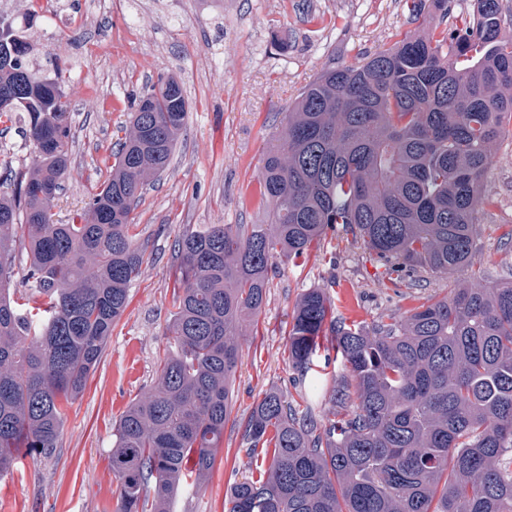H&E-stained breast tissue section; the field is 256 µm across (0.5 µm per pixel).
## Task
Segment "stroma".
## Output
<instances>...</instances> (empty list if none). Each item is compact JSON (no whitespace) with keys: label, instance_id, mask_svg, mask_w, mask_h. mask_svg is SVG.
Instances as JSON below:
<instances>
[{"label":"stroma","instance_id":"obj_1","mask_svg":"<svg viewBox=\"0 0 512 512\" xmlns=\"http://www.w3.org/2000/svg\"><path fill=\"white\" fill-rule=\"evenodd\" d=\"M90 14L82 35L39 13L28 37L37 64L57 63L70 100V172L53 209L56 221L88 202L113 162L131 101L158 75L175 76L190 109L169 167L141 196L131 230L146 263L129 291L99 364L68 404L56 448L20 453L0 477V512H118L112 430L156 379L168 345L177 265L185 228L254 224L263 154L284 126L301 89L321 71L352 64L413 33L405 0H66ZM483 191L494 204L482 216L475 265L488 281H512V142L496 152ZM453 277L410 273L365 252L343 225L308 256L276 261L267 302L242 346L230 423L205 487L180 492L175 512H224L236 481L255 474L238 421L271 389L306 396L315 419L321 391L296 384L287 334L294 304L322 289L337 318L370 326L402 317L447 295Z\"/></svg>","mask_w":512,"mask_h":512}]
</instances>
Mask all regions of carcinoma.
I'll use <instances>...</instances> for the list:
<instances>
[{"label": "carcinoma", "mask_w": 512, "mask_h": 512, "mask_svg": "<svg viewBox=\"0 0 512 512\" xmlns=\"http://www.w3.org/2000/svg\"><path fill=\"white\" fill-rule=\"evenodd\" d=\"M427 24L354 64L322 71L285 116L260 169L259 224L184 230L172 338L156 382L124 412L112 443L120 512H171L208 481L232 413L247 326L277 258L303 257L343 224L399 268L453 275L474 264L483 184L512 137V34L501 0H474L463 24L448 0H407ZM0 90L26 82L0 124L32 148L25 171L0 163V476L21 448L51 454L123 315L145 256L132 240L142 190L169 166L188 103L161 77L139 96L99 190L67 224L52 209L69 171V101L56 65L20 42ZM27 311L11 297L16 246ZM336 353L350 380L317 422L269 390L241 423L259 478L232 484L225 512H512V282L478 275L391 323L349 326L310 288L294 305L288 363L322 375ZM273 436H268V433Z\"/></svg>", "instance_id": "cac0c4a2"}]
</instances>
